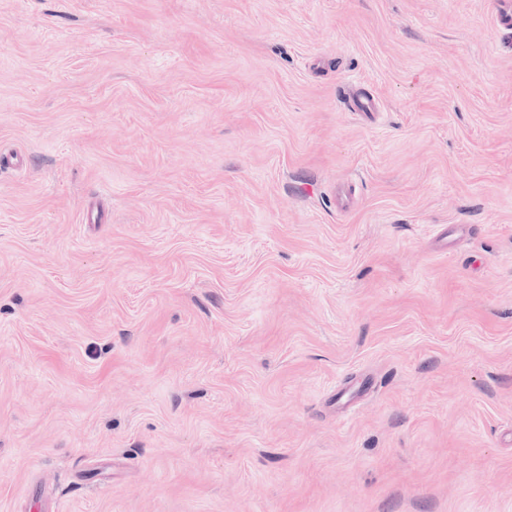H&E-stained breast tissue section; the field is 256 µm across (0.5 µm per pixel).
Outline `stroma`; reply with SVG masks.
Wrapping results in <instances>:
<instances>
[{
    "instance_id": "obj_1",
    "label": "stroma",
    "mask_w": 512,
    "mask_h": 512,
    "mask_svg": "<svg viewBox=\"0 0 512 512\" xmlns=\"http://www.w3.org/2000/svg\"><path fill=\"white\" fill-rule=\"evenodd\" d=\"M496 2L0 0V512H512Z\"/></svg>"
}]
</instances>
